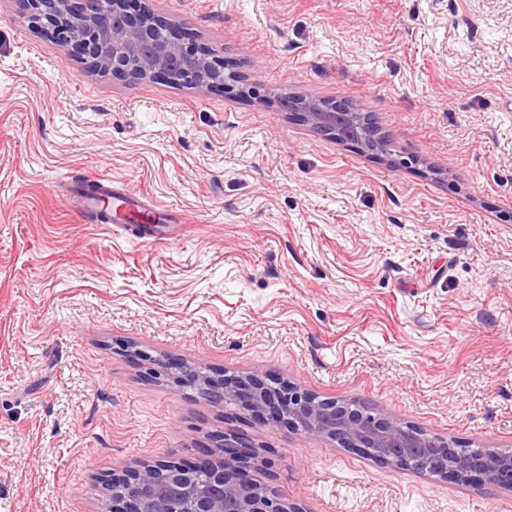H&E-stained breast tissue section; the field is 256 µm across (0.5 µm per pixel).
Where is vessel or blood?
I'll return each mask as SVG.
<instances>
[{
    "mask_svg": "<svg viewBox=\"0 0 512 512\" xmlns=\"http://www.w3.org/2000/svg\"><path fill=\"white\" fill-rule=\"evenodd\" d=\"M72 202L85 213L108 208L117 218L135 217L144 225L146 236L156 242L171 239L188 224L178 210L157 205L143 192L116 188L108 178L96 179L94 191H81L73 196Z\"/></svg>",
    "mask_w": 512,
    "mask_h": 512,
    "instance_id": "vessel-or-blood-1",
    "label": "vessel or blood"
}]
</instances>
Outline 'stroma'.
Masks as SVG:
<instances>
[{
	"instance_id": "35a3bbf8",
	"label": "stroma",
	"mask_w": 512,
	"mask_h": 512,
	"mask_svg": "<svg viewBox=\"0 0 512 512\" xmlns=\"http://www.w3.org/2000/svg\"><path fill=\"white\" fill-rule=\"evenodd\" d=\"M251 95L112 79L0 0V512H97L112 473L233 433L306 512H512L156 377L177 358L512 448V0H142ZM357 101L395 155L275 111ZM91 177L184 213L139 240ZM149 353L135 362L129 351Z\"/></svg>"
}]
</instances>
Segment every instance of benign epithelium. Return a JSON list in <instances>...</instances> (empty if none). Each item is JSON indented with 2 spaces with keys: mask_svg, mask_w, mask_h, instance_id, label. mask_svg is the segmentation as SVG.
<instances>
[{
  "mask_svg": "<svg viewBox=\"0 0 512 512\" xmlns=\"http://www.w3.org/2000/svg\"><path fill=\"white\" fill-rule=\"evenodd\" d=\"M71 0H19L22 14L34 27L54 36L69 53L91 61L99 73L118 79L146 82L163 79L204 90L229 88L238 75L225 72L209 51L187 42L177 27L142 9L135 0H108L112 25L100 23L103 0H85L78 10ZM275 105L284 104L319 131L332 136L336 127L363 122L353 102L329 104L321 99L283 91L269 93ZM162 374L180 384L205 391L209 402L231 406L239 414L257 417L271 426H284L318 440L337 441L355 451L398 466L425 452L433 474L462 482L512 489V459L488 450L480 459L461 454L445 441L414 433L387 416L352 403L319 399L291 385L255 374L212 377L181 362H160ZM217 448H198L191 462L175 461L162 479L139 473V489L102 499L98 512H306L280 498L274 490L250 478L257 452L246 442L219 436ZM202 471L205 481H186Z\"/></svg>",
  "mask_w": 512,
  "mask_h": 512,
  "instance_id": "obj_1",
  "label": "benign epithelium"
}]
</instances>
